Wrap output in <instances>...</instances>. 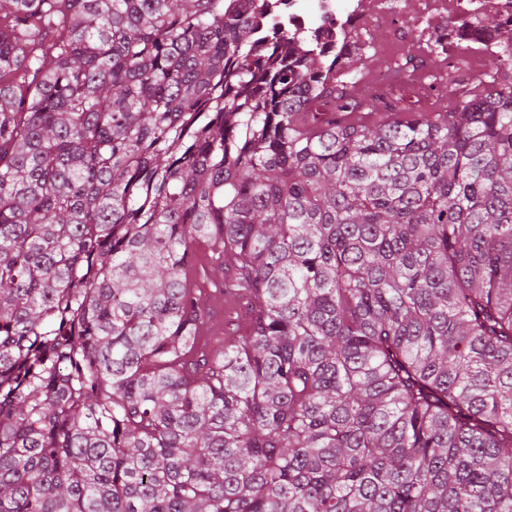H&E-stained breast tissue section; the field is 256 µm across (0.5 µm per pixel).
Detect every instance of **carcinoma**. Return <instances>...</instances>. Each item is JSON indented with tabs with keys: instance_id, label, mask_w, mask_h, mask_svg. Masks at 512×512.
<instances>
[{
	"instance_id": "obj_1",
	"label": "carcinoma",
	"mask_w": 512,
	"mask_h": 512,
	"mask_svg": "<svg viewBox=\"0 0 512 512\" xmlns=\"http://www.w3.org/2000/svg\"><path fill=\"white\" fill-rule=\"evenodd\" d=\"M263 18L0 0V512H512V21L432 112ZM247 316V310L244 309L243 303L238 302L234 298H224V341L226 344L233 343L237 336L242 332L232 336H225L236 331L237 319Z\"/></svg>"
}]
</instances>
